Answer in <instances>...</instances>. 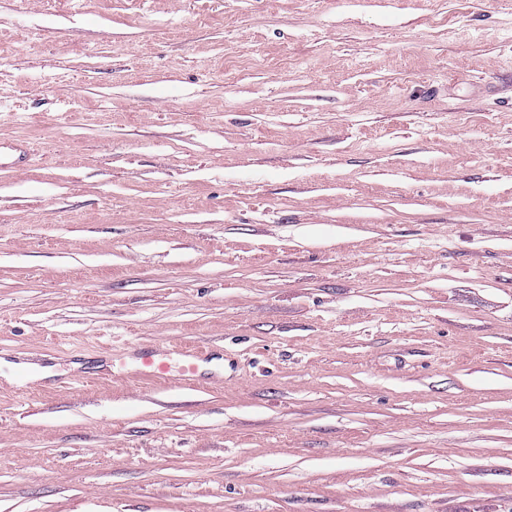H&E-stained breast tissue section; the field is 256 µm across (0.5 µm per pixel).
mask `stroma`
Returning <instances> with one entry per match:
<instances>
[{"label":"stroma","mask_w":512,"mask_h":512,"mask_svg":"<svg viewBox=\"0 0 512 512\" xmlns=\"http://www.w3.org/2000/svg\"><path fill=\"white\" fill-rule=\"evenodd\" d=\"M0 512H512V0H0ZM137 364L136 373L145 379H176L197 381L199 366L212 359L209 346L169 343L163 347L139 349L133 354Z\"/></svg>","instance_id":"stroma-1"}]
</instances>
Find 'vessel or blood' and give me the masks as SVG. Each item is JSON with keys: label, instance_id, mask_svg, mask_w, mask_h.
Returning a JSON list of instances; mask_svg holds the SVG:
<instances>
[{"label": "vessel or blood", "instance_id": "b4317fda", "mask_svg": "<svg viewBox=\"0 0 512 512\" xmlns=\"http://www.w3.org/2000/svg\"><path fill=\"white\" fill-rule=\"evenodd\" d=\"M136 372L145 379H176L197 381L199 366L212 359L213 350L208 346L170 343L162 347L135 351Z\"/></svg>", "mask_w": 512, "mask_h": 512}]
</instances>
